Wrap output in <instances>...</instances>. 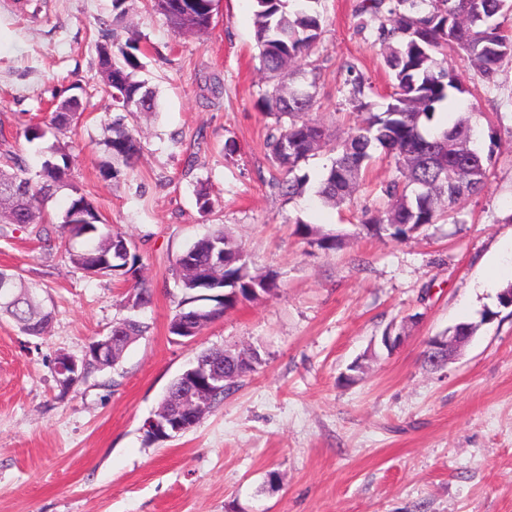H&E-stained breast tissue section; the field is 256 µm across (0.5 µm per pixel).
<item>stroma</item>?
I'll return each mask as SVG.
<instances>
[{"mask_svg": "<svg viewBox=\"0 0 512 512\" xmlns=\"http://www.w3.org/2000/svg\"><path fill=\"white\" fill-rule=\"evenodd\" d=\"M358 3L320 0L323 36L297 62L321 64L315 113L340 136L362 121L341 90L347 64L373 87L370 111L391 92ZM107 30L137 40L158 102L127 113L141 152L109 177L97 51ZM448 66L468 89L462 110L483 114L487 184L450 219L373 237L361 221L386 207L396 175L384 155L336 208L316 194L329 152L303 164L293 198L273 188L252 0H218L210 28L193 33L173 30L150 0H128L121 18L111 0H0V133L37 167L25 125L64 90L81 96V117L46 141L67 145L72 182L131 242L153 291L146 336L62 391L56 354L83 357L106 336L127 315L131 283L70 266L58 225L44 242L29 226H0V268L40 283L53 308L43 336L0 319V512H512V308L498 301L507 279L492 275L512 241V60L490 83L457 54ZM203 186L210 214L197 205ZM300 220L343 235L342 246L297 235ZM219 226L280 289L188 342L168 331L182 297L175 258ZM462 322L479 326L469 345L430 369L428 339ZM389 329L402 337L392 352L378 344ZM243 345L260 354L255 371L193 428L148 441L146 420L197 354Z\"/></svg>", "mask_w": 512, "mask_h": 512, "instance_id": "35a3bbf8", "label": "stroma"}]
</instances>
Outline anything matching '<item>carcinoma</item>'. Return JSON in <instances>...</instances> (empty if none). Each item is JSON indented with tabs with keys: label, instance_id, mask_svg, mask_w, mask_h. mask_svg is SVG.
<instances>
[{
	"label": "carcinoma",
	"instance_id": "1",
	"mask_svg": "<svg viewBox=\"0 0 512 512\" xmlns=\"http://www.w3.org/2000/svg\"><path fill=\"white\" fill-rule=\"evenodd\" d=\"M214 0H194L190 10L172 7L173 0H153V6L177 30L202 31L210 26ZM319 0H253V26L256 45L264 69L272 81L263 98L265 110L288 124L276 128L268 148L273 166L281 178L273 185L291 196L303 186L295 176L301 165L316 153L327 150L335 154L318 195L329 206L351 199L379 150L395 166L396 176L383 194L390 207L365 219L363 226L380 235L406 236L436 223L460 201L479 195L487 182L488 158L479 146L477 125L470 118H458L445 128L429 132L436 105L449 98V91L468 94L453 70L446 65L450 49L490 80L502 63L512 59V31L505 22L512 14L509 0H359L357 13L368 16L375 41L383 46V61L393 81V92L382 112H369L362 125L344 139L329 140L324 125L310 117L316 98L312 89L320 82L321 69L312 64L307 71L294 68L295 61L310 55L320 41L324 19L317 10ZM137 41L124 44L105 42L98 47L104 92L113 112L127 111L124 102L112 94L111 67L120 69L126 79V92L134 99L145 100L143 110L156 109L155 92L138 79L145 69ZM349 104L358 111L368 108L365 102L371 85L353 64L346 67L343 81ZM71 97L58 101L50 118L27 126L24 137L33 143L43 139L47 130L61 129L72 120L65 112ZM110 135L104 146L109 157L130 164L140 151L134 131L118 116L107 125ZM70 155L57 143L43 156L40 168L27 175L23 158L10 149L0 151V183L19 181L24 185L20 197L0 209V224H26L35 235L44 234V225L52 223L45 205L56 194L68 189V205L60 215L62 234L71 240L81 239L80 247L66 250L68 262L86 270L94 262L99 272L136 274L139 258L131 252L120 232L100 227V217L92 199L70 180ZM297 233L325 250L338 248L337 238L317 236V231L302 221ZM218 245L229 252L245 255L243 248L218 228L194 241L183 254L191 264H175L179 288L184 293L181 309L174 318L199 315L198 330L215 319L209 316L212 304L224 302L228 312L240 304L279 288L274 273L252 274L243 269L242 260L213 271L212 284L197 282L194 270L208 264L211 247ZM5 282L19 297L12 308L0 306V318L7 317L32 336L45 334L51 324L52 309L42 296V287L25 281L15 271L0 269V283Z\"/></svg>",
	"mask_w": 512,
	"mask_h": 512
}]
</instances>
